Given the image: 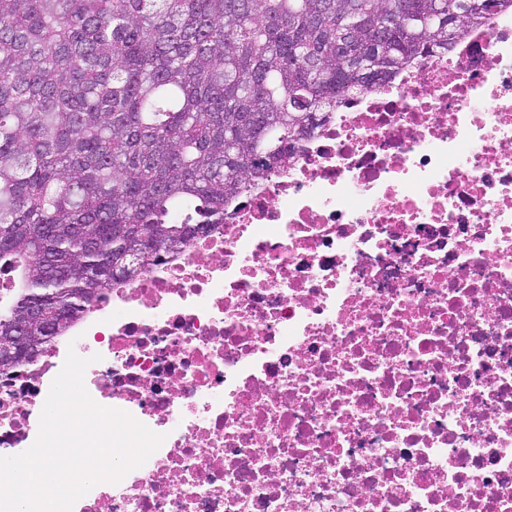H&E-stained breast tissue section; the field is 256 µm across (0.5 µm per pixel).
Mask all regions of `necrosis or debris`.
Listing matches in <instances>:
<instances>
[{
	"mask_svg": "<svg viewBox=\"0 0 512 512\" xmlns=\"http://www.w3.org/2000/svg\"><path fill=\"white\" fill-rule=\"evenodd\" d=\"M71 350L164 436L73 512H512V12L343 99L223 224L0 373V454Z\"/></svg>",
	"mask_w": 512,
	"mask_h": 512,
	"instance_id": "necrosis-or-debris-1",
	"label": "necrosis or debris"
}]
</instances>
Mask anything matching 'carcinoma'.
Instances as JSON below:
<instances>
[{"label": "carcinoma", "instance_id": "1", "mask_svg": "<svg viewBox=\"0 0 512 512\" xmlns=\"http://www.w3.org/2000/svg\"><path fill=\"white\" fill-rule=\"evenodd\" d=\"M512 0H0V354L224 223L347 92ZM142 253L131 263V251Z\"/></svg>", "mask_w": 512, "mask_h": 512}]
</instances>
